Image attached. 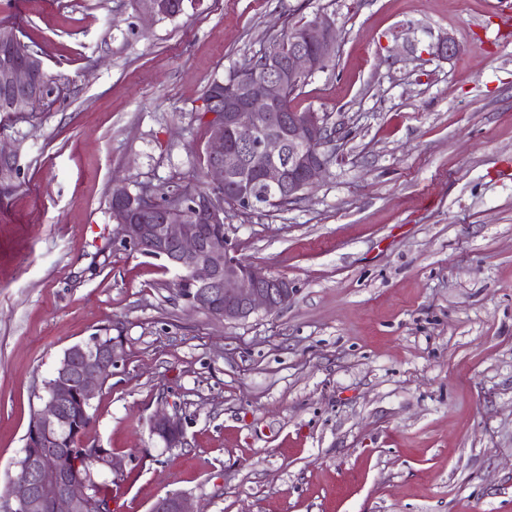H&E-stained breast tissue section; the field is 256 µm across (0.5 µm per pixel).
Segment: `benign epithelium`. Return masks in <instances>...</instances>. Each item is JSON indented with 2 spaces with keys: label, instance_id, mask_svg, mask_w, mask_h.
Returning a JSON list of instances; mask_svg holds the SVG:
<instances>
[{
  "label": "benign epithelium",
  "instance_id": "benign-epithelium-1",
  "mask_svg": "<svg viewBox=\"0 0 512 512\" xmlns=\"http://www.w3.org/2000/svg\"><path fill=\"white\" fill-rule=\"evenodd\" d=\"M165 5V0H137L138 11L152 18L160 16ZM290 44L288 57L263 59L249 79L232 78L224 83V97L204 103L210 115L205 147L209 184L192 196L191 219L155 208L146 189L133 194L121 181L111 185L117 240L187 273L195 285L190 307L206 309L219 321L279 309L293 294L288 279L272 277L233 255L224 225V191L231 190L237 198L235 208L241 210L253 202L255 177L282 195L304 194L326 174L333 156L324 149L323 116L307 112L288 118L281 101L289 88L324 70L334 58L336 23L328 14L318 13ZM50 89L42 55L22 48L16 30L1 29L0 111L24 114ZM121 348L115 338L105 341L95 336L69 348L60 359L28 430L22 471L0 495V512H90L89 483L59 465L56 447L59 434L69 425L65 403L76 399L92 404L97 390L112 375ZM151 429L167 448L183 443L184 425L176 414L157 413ZM85 454L103 468L120 470V463L102 448H87ZM150 512L194 510L185 496L172 494L157 500Z\"/></svg>",
  "mask_w": 512,
  "mask_h": 512
}]
</instances>
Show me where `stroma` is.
<instances>
[{
    "label": "stroma",
    "instance_id": "obj_1",
    "mask_svg": "<svg viewBox=\"0 0 512 512\" xmlns=\"http://www.w3.org/2000/svg\"><path fill=\"white\" fill-rule=\"evenodd\" d=\"M331 15L333 66L291 103L344 127L287 208L227 209L285 307L191 309L163 260L115 243L110 186H206L208 83ZM58 89L0 112V490L68 347L122 357L80 446L112 512H512V28L486 0H0ZM458 46L436 53L444 36ZM181 416L184 443L150 431ZM169 7L165 9V0H137V9L142 14L148 15L152 18H173L180 15L183 11L184 0H167ZM183 2V3H182Z\"/></svg>",
    "mask_w": 512,
    "mask_h": 512
}]
</instances>
